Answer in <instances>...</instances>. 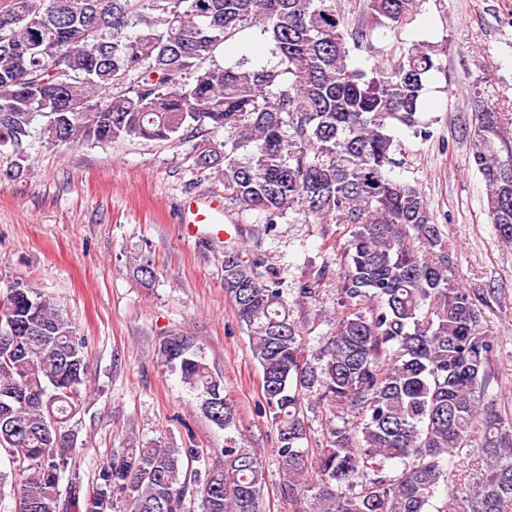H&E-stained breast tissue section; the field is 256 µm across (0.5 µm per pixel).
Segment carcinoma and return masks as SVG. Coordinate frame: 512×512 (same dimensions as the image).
<instances>
[{
  "label": "carcinoma",
  "instance_id": "cac0c4a2",
  "mask_svg": "<svg viewBox=\"0 0 512 512\" xmlns=\"http://www.w3.org/2000/svg\"><path fill=\"white\" fill-rule=\"evenodd\" d=\"M133 0H0V143L20 151L35 127L50 143L167 141L182 129L204 139L197 165L224 177V199L274 218L291 209L349 227L336 327L305 352L276 275L232 251L224 292L263 375V409L277 431L283 494L297 512H457L444 457L477 446L484 468L462 512H512V423L484 402L497 343L470 292L448 276L446 242L415 186L388 176L402 164L395 123L430 137L419 117L425 81L440 69L430 44L389 50L369 70L351 48L411 20L419 0H361L351 20L338 0H150L157 16L128 25ZM261 27L278 56L270 68L206 67L237 31ZM149 65L144 71L142 67ZM138 74L125 85L126 78ZM193 75V82L184 81ZM117 92H112V89ZM472 162L485 210L512 245V114L471 98ZM0 295V447L23 477L16 512H60V472L79 452L69 422L89 386L86 338L28 280ZM163 363L217 427H237L200 347L181 334L159 345ZM344 410L356 425L336 424ZM324 417L312 447L308 413ZM196 461L189 470L183 459ZM395 462L403 464L397 472ZM99 483H69L74 512H262L265 469L242 439L224 449L129 446L112 453Z\"/></svg>",
  "mask_w": 512,
  "mask_h": 512
}]
</instances>
